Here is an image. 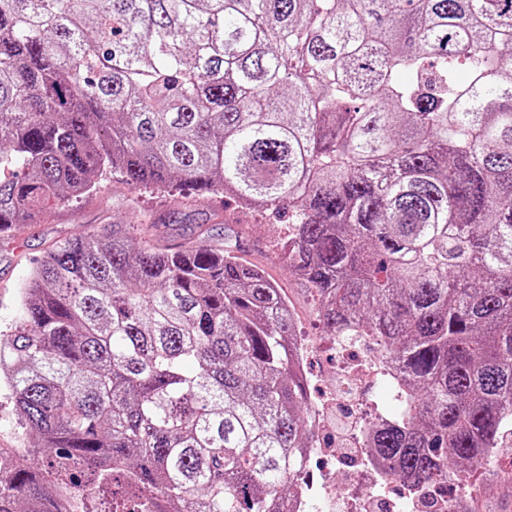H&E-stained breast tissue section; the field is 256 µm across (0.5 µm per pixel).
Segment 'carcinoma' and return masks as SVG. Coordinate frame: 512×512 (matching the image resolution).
I'll return each instance as SVG.
<instances>
[{"instance_id":"1","label":"carcinoma","mask_w":512,"mask_h":512,"mask_svg":"<svg viewBox=\"0 0 512 512\" xmlns=\"http://www.w3.org/2000/svg\"><path fill=\"white\" fill-rule=\"evenodd\" d=\"M236 199L329 336L364 327L403 488L512 423V0H0V233L90 195ZM158 224L31 263L0 331V512H282L313 432L294 323L235 243ZM11 404L7 398V391L0 389V448H23L15 431Z\"/></svg>"}]
</instances>
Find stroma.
<instances>
[{"mask_svg":"<svg viewBox=\"0 0 512 512\" xmlns=\"http://www.w3.org/2000/svg\"><path fill=\"white\" fill-rule=\"evenodd\" d=\"M169 223L166 239L178 244L207 229L210 238L236 235L237 257L261 267L275 282L293 308L296 329L314 348L308 362L313 397L332 395L334 365L332 347L322 330L308 285L288 269V259L276 247L281 227L269 223L262 213L219 197L193 200L175 192H145L127 184L120 173L110 172L91 196L71 197L58 203L41 224H18L0 236V330L17 313V286L29 270V262L53 242L86 230H102L107 224ZM501 452L489 465L477 468L469 479V491L456 503V512H512V425L505 428Z\"/></svg>","mask_w":512,"mask_h":512,"instance_id":"1","label":"stroma"}]
</instances>
